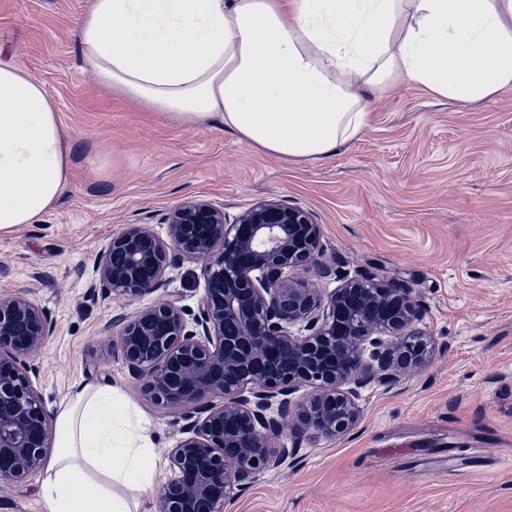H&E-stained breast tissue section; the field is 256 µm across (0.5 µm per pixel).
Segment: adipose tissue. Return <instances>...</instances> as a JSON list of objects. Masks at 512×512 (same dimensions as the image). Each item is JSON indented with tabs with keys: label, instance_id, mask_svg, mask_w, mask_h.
I'll use <instances>...</instances> for the list:
<instances>
[{
	"label": "adipose tissue",
	"instance_id": "obj_1",
	"mask_svg": "<svg viewBox=\"0 0 512 512\" xmlns=\"http://www.w3.org/2000/svg\"><path fill=\"white\" fill-rule=\"evenodd\" d=\"M80 52L112 94L186 127L212 121L264 154L328 158L366 97L398 81L473 104L512 88V0H91ZM42 83L0 65V234L36 223L68 186ZM156 457L108 387L75 384L42 482L48 512H134Z\"/></svg>",
	"mask_w": 512,
	"mask_h": 512
}]
</instances>
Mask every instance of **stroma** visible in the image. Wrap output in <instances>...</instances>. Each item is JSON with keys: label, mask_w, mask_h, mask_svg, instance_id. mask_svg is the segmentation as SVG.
Segmentation results:
<instances>
[{"label": "stroma", "mask_w": 512, "mask_h": 512, "mask_svg": "<svg viewBox=\"0 0 512 512\" xmlns=\"http://www.w3.org/2000/svg\"><path fill=\"white\" fill-rule=\"evenodd\" d=\"M90 0H0V62L53 100L73 178L38 223L0 234V292H21L55 331L34 360L49 415L75 383L119 391L141 416L158 467L135 492L154 512L188 407L146 400L114 339L132 303L87 295L113 233L199 198L236 217L261 199L310 211L336 275L366 272L412 288L426 365L361 389L348 435L307 437L296 460L264 472L224 512H512V89L470 105L399 82L370 95L359 138L316 162H284L218 124L188 128L104 89L86 68L79 26ZM166 291L195 314L201 265L182 260ZM43 471L0 484V512H46Z\"/></svg>", "instance_id": "35a3bbf8"}]
</instances>
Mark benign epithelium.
Here are the masks:
<instances>
[{
    "instance_id": "benign-epithelium-1",
    "label": "benign epithelium",
    "mask_w": 512,
    "mask_h": 512,
    "mask_svg": "<svg viewBox=\"0 0 512 512\" xmlns=\"http://www.w3.org/2000/svg\"><path fill=\"white\" fill-rule=\"evenodd\" d=\"M323 256L321 225L286 200L258 201L232 220L210 201L188 200L169 211L163 236L149 224L112 236L92 297L100 289L135 301L164 287L178 261L202 263L193 323L172 292L117 319V345L143 395L194 410L188 436L168 450L172 476L154 512H224L257 475L295 456V444L274 446L285 430L341 438L360 420L359 389L393 386L425 364L412 290L364 273L320 288L303 273L334 274ZM53 331L35 301L0 293V483L47 462L53 427L29 361Z\"/></svg>"
}]
</instances>
